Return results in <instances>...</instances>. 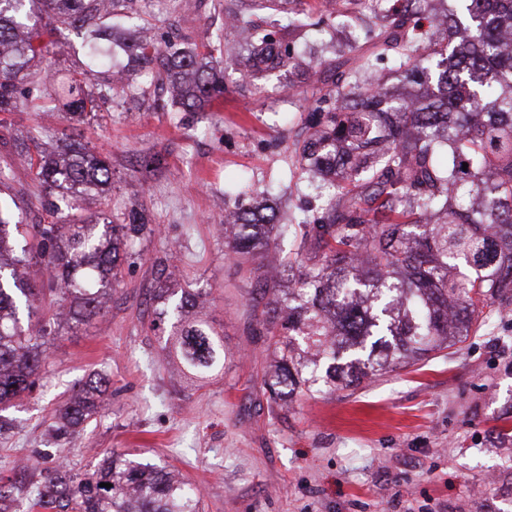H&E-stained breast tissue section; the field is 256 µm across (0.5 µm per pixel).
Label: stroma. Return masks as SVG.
I'll list each match as a JSON object with an SVG mask.
<instances>
[{"label": "stroma", "instance_id": "35a3bbf8", "mask_svg": "<svg viewBox=\"0 0 512 512\" xmlns=\"http://www.w3.org/2000/svg\"><path fill=\"white\" fill-rule=\"evenodd\" d=\"M136 28L118 33L181 36L196 48L237 39L224 0H139ZM83 50L61 31L33 70H81ZM109 89L105 108L72 127L58 112L19 109L0 119V161L12 163L10 195L23 223H49L45 194L17 148L33 133L46 147L80 130L112 165V189L81 199L83 216L143 211L148 228L128 242L122 283L101 314L78 330L60 326L34 391L6 410L0 475L42 450L72 471L114 452L150 461L192 484L202 512H512V305L460 349L387 372L357 388L269 408L267 365L251 330L256 279L224 256L225 191L250 176L283 194L288 217L315 202L293 164L313 78L287 72L262 92L224 94L209 111L171 108L152 70L133 69ZM209 289L199 317L224 331L222 372L186 382L152 327L156 295ZM112 386L100 415L54 443L47 427L60 403L93 373Z\"/></svg>", "mask_w": 512, "mask_h": 512}]
</instances>
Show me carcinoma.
<instances>
[{
	"label": "carcinoma",
	"mask_w": 512,
	"mask_h": 512,
	"mask_svg": "<svg viewBox=\"0 0 512 512\" xmlns=\"http://www.w3.org/2000/svg\"><path fill=\"white\" fill-rule=\"evenodd\" d=\"M132 0H0V113L30 107L82 122L108 97L92 82L112 70V18ZM377 33L367 55L331 66L314 46L291 45L304 24L283 21L281 0L262 13H234L249 55L225 60L258 85L282 70L316 76L307 135L295 166L338 187L281 224L272 193L251 179L225 192L234 211L224 255L238 266L278 252L290 287L256 276L254 319L264 350L276 359L264 379L273 403L348 389L389 368L464 343L486 322L484 307L512 301V0H375ZM82 39L80 72L57 70L21 91L20 75L44 57L57 28ZM134 60L165 74L173 104L198 112L228 90L224 69L180 40L144 39ZM388 59L396 89L375 74ZM58 224H21L0 199V411L29 394L47 365L58 322L78 329L102 311L119 286L127 239L144 230L132 213L121 224L106 213L85 220L74 201L112 185L108 161L72 136L51 153L28 154ZM468 167H463V164ZM292 238L294 248L283 250ZM42 264L50 288L19 269ZM204 293L182 292L174 305L171 353L182 377L203 382L224 369V333L191 319ZM110 379L96 375L55 411L51 434L67 439L103 409ZM112 487L106 488L104 484ZM13 512H199L192 488L164 468L112 453L85 476L58 462L39 484L0 478V507Z\"/></svg>",
	"instance_id": "cac0c4a2"
}]
</instances>
